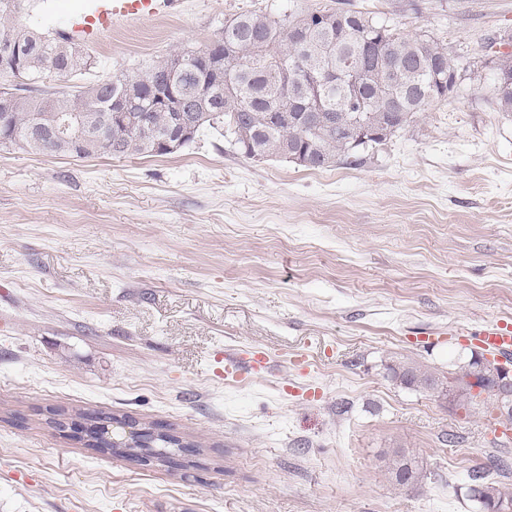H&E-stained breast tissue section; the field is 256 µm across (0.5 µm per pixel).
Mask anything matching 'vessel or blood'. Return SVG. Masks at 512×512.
I'll list each match as a JSON object with an SVG mask.
<instances>
[{
  "label": "vessel or blood",
  "instance_id": "obj_1",
  "mask_svg": "<svg viewBox=\"0 0 512 512\" xmlns=\"http://www.w3.org/2000/svg\"><path fill=\"white\" fill-rule=\"evenodd\" d=\"M176 5L177 0H78L66 15L65 32L72 41L92 46L120 22L168 15ZM469 338L486 352L512 357L511 320L502 319L471 331ZM223 361L228 381L261 377L273 368L266 351L256 347L225 349Z\"/></svg>",
  "mask_w": 512,
  "mask_h": 512
}]
</instances>
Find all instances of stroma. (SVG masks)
Returning <instances> with one entry per match:
<instances>
[{
	"mask_svg": "<svg viewBox=\"0 0 512 512\" xmlns=\"http://www.w3.org/2000/svg\"><path fill=\"white\" fill-rule=\"evenodd\" d=\"M473 63L458 91L361 153L311 170L244 157L223 130L174 153L80 159L0 147V512H475L473 468H512V421L451 408L386 377L468 360L462 328L512 319V116L485 40L512 0H350ZM336 0H184L113 30L90 71L35 91L145 70L198 50L225 18ZM420 328L446 331L418 348ZM260 347L266 377L215 375ZM160 423L194 445L172 470L104 454L47 408ZM425 477L396 485L383 453Z\"/></svg>",
	"mask_w": 512,
	"mask_h": 512,
	"instance_id": "obj_1",
	"label": "stroma"
}]
</instances>
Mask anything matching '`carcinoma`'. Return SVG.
Masks as SVG:
<instances>
[{"instance_id":"1","label":"carcinoma","mask_w":512,"mask_h":512,"mask_svg":"<svg viewBox=\"0 0 512 512\" xmlns=\"http://www.w3.org/2000/svg\"><path fill=\"white\" fill-rule=\"evenodd\" d=\"M29 3L0 0V40L9 35L28 46L25 75L34 80L47 70L60 76L90 70L91 56L78 44L18 23ZM327 13L328 20L315 26L301 25V13L275 19L253 11L225 19L210 51L215 70L204 68L197 51L181 49L159 56L143 72L115 73L41 100L29 87H1L0 101H9V109L0 110V146L78 158L161 156L170 153L163 140L177 137L186 119L194 136L224 127L249 159L283 158L323 169L342 159L357 162L359 151L418 122L431 104L458 91L468 63L444 42L404 33L369 12L338 7ZM508 41L511 35L483 49L495 56L493 104L511 116L512 53L493 51ZM170 79L183 101L181 112L157 106L156 97ZM116 96L127 99L132 120L113 129L105 116L109 98ZM67 112L83 115L100 139L72 151L55 120ZM386 371L396 385L422 390L454 408L474 402L468 379L479 373L487 392L483 404L496 406L500 386L482 353L471 352L453 372L459 383L455 391L439 374L412 362L394 360ZM145 429L156 432L154 444L162 449L157 461L178 465L175 456L188 445L154 424ZM89 445L140 461L139 439L120 447L94 437ZM389 469L400 486L420 481L418 461L403 448L391 451ZM470 480L469 497L478 512H512V494L491 480V470L477 469Z\"/></svg>"}]
</instances>
